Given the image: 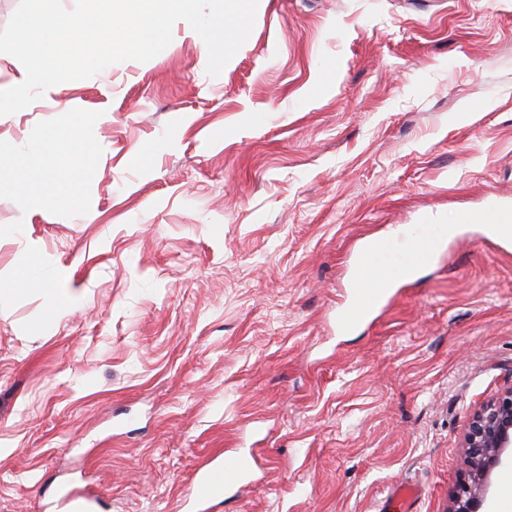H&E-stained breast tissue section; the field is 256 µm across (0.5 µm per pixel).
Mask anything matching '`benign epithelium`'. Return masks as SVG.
Segmentation results:
<instances>
[{"instance_id": "1", "label": "benign epithelium", "mask_w": 512, "mask_h": 512, "mask_svg": "<svg viewBox=\"0 0 512 512\" xmlns=\"http://www.w3.org/2000/svg\"><path fill=\"white\" fill-rule=\"evenodd\" d=\"M511 447L512 386L473 413L463 441L467 475L451 497L448 512H478L488 489L489 473Z\"/></svg>"}]
</instances>
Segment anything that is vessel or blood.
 <instances>
[{
	"label": "vessel or blood",
	"instance_id": "b4317fda",
	"mask_svg": "<svg viewBox=\"0 0 512 512\" xmlns=\"http://www.w3.org/2000/svg\"><path fill=\"white\" fill-rule=\"evenodd\" d=\"M480 220L500 242H512L511 214L492 208L485 210ZM394 246V240L388 238L367 243L364 261L352 277L350 299L336 317L339 330H351L380 307L388 295L398 266H421L432 259L436 253L434 228L423 225L407 235L403 247L404 257L397 266L386 261ZM252 469L253 456L244 452L224 465L202 473L193 488L194 501L206 502L219 497L225 488L240 484ZM421 494L417 485L399 483L383 500L380 512H413V506Z\"/></svg>",
	"mask_w": 512,
	"mask_h": 512
}]
</instances>
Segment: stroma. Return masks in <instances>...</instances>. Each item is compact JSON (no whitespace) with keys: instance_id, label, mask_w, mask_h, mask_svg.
I'll return each mask as SVG.
<instances>
[{"instance_id":"1","label":"stroma","mask_w":512,"mask_h":512,"mask_svg":"<svg viewBox=\"0 0 512 512\" xmlns=\"http://www.w3.org/2000/svg\"><path fill=\"white\" fill-rule=\"evenodd\" d=\"M206 66L178 22L0 117V512H446L512 381V244L466 220L512 210V0H259ZM418 224L455 230L340 331L364 240ZM253 469V456L243 452L211 470L202 473L195 483L192 496L195 502H207L219 497L224 489L240 484ZM422 495L415 484L402 482L382 501L380 512H413V505Z\"/></svg>"}]
</instances>
